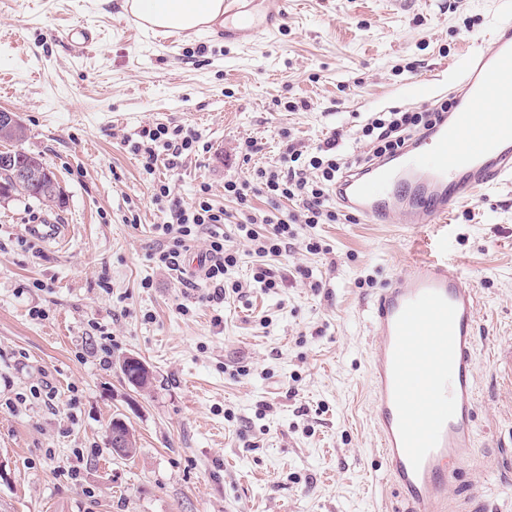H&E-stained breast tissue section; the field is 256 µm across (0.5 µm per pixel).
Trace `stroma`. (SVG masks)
<instances>
[{"instance_id": "1", "label": "stroma", "mask_w": 512, "mask_h": 512, "mask_svg": "<svg viewBox=\"0 0 512 512\" xmlns=\"http://www.w3.org/2000/svg\"><path fill=\"white\" fill-rule=\"evenodd\" d=\"M507 6L288 0L272 35L238 45L208 31L163 42L123 0H0V109L19 114L23 149L63 192L59 205L0 200V512H405L374 447L367 317L414 253L405 228L302 227L269 260L283 279L270 292L238 241L228 278L242 290L209 303L205 281L185 286L151 261L163 215L127 141L150 124L195 129L208 152L157 174L182 201L205 182L233 210L225 181L277 165L284 132L311 148L352 136L370 113L421 109L414 84L448 81ZM76 23L98 33L79 56L61 39ZM299 101L308 109L290 111ZM248 139L259 151L246 163ZM46 220L68 225L66 245L21 246L27 225ZM450 220L448 256L481 304L476 441L448 497L457 512H512V388L494 357L512 348V184L457 205ZM311 237L329 253L306 251ZM126 356L144 361L150 389L124 380ZM35 386L53 403L33 398ZM118 414L135 457L108 443ZM78 450V475L60 472Z\"/></svg>"}]
</instances>
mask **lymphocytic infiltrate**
<instances>
[{
  "label": "lymphocytic infiltrate",
  "instance_id": "1",
  "mask_svg": "<svg viewBox=\"0 0 512 512\" xmlns=\"http://www.w3.org/2000/svg\"><path fill=\"white\" fill-rule=\"evenodd\" d=\"M454 99L442 100L438 106L421 110L391 108L372 113L360 125L359 140L368 143L367 154L343 153L338 136L326 138L314 151L306 153L287 146L279 165L256 169L251 179L226 181L224 196L236 204L239 220L236 229L240 238L248 241L262 262L255 268L253 279L265 290L279 288L280 281L266 257H277L288 251L297 241L299 232L295 222L280 210L281 201L299 203L306 223L326 224L339 219L338 212L325 205L329 189L341 174L358 166L365 159L392 156L400 152L407 141L430 127L438 113L455 108ZM201 136L184 128H170L158 123L142 128L131 151L139 156L143 171L152 176L151 198L159 211L165 214L157 230L162 236L159 247L150 255L154 264L168 271H181L182 257L197 241H204V277L211 291L206 299L222 301L226 291H238V284L227 281L229 269L238 263V251L221 233L227 217L223 208L214 206L209 185H201L197 196L188 203L174 196L171 184L155 179L158 167L177 170L184 156L197 153ZM263 194L275 204L270 213L257 212L253 196Z\"/></svg>",
  "mask_w": 512,
  "mask_h": 512
}]
</instances>
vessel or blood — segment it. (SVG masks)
<instances>
[{"instance_id":"1","label":"vessel or blood","mask_w":512,"mask_h":512,"mask_svg":"<svg viewBox=\"0 0 512 512\" xmlns=\"http://www.w3.org/2000/svg\"><path fill=\"white\" fill-rule=\"evenodd\" d=\"M253 2L224 0L225 39H259L286 13L287 0H271L272 9L257 18ZM64 38L81 52L95 33L76 24ZM463 88L456 111L440 113L396 156L344 173L335 190L344 212L368 224L400 222L415 245L413 261L387 279L368 309L376 444L383 478L407 512H450L448 488L474 445L479 299L443 242L455 205L512 182V17L474 44ZM484 100L493 111H475ZM28 232L52 245L65 241L68 227L32 224Z\"/></svg>"}]
</instances>
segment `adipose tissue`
<instances>
[{"label":"adipose tissue","mask_w":512,"mask_h":512,"mask_svg":"<svg viewBox=\"0 0 512 512\" xmlns=\"http://www.w3.org/2000/svg\"><path fill=\"white\" fill-rule=\"evenodd\" d=\"M145 30H201L224 11L223 0H124Z\"/></svg>","instance_id":"ef3b65f1"}]
</instances>
